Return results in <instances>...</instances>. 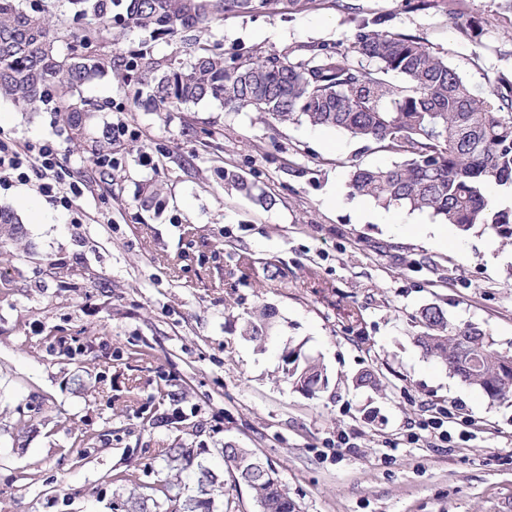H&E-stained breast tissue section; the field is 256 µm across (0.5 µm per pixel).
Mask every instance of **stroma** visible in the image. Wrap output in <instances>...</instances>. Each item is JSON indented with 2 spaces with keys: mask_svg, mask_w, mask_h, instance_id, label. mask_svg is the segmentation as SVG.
<instances>
[{
  "mask_svg": "<svg viewBox=\"0 0 512 512\" xmlns=\"http://www.w3.org/2000/svg\"><path fill=\"white\" fill-rule=\"evenodd\" d=\"M458 8L482 19L478 41L457 37L446 5L415 11L404 0L230 15L199 38L228 59L277 52L295 63L309 45L344 49L358 19L377 13L488 90L512 74V13L500 0ZM98 43L119 55L145 44L163 63L179 50L137 30ZM82 95L98 110L80 141L51 106L0 100V131L54 141L66 181L87 186L76 215L35 183L0 187L24 229L0 256L10 282L0 288V512H115L129 493L116 472L137 468L148 495L162 449H193L220 474L228 441L268 458L299 512H512V398L490 400L415 341L435 304L512 355V243L479 225L424 237L431 213L350 194L355 166L399 157L344 132L274 126L213 99L159 112L111 75ZM118 122L133 136L113 141L116 167H98L95 142ZM228 168L270 206L225 188ZM151 183L167 189L156 210L141 204ZM263 305L278 327L261 350L241 328ZM97 338L106 347L91 348ZM288 344L322 362L325 388L288 383ZM366 369L377 388L354 385ZM432 405L460 406L477 424L448 423L447 448L407 443ZM22 414L32 426L19 434ZM85 431L102 440L78 462L69 448ZM342 432L351 447H335Z\"/></svg>",
  "mask_w": 512,
  "mask_h": 512,
  "instance_id": "obj_1",
  "label": "stroma"
}]
</instances>
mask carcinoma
Instances as JSON below:
<instances>
[{"mask_svg": "<svg viewBox=\"0 0 512 512\" xmlns=\"http://www.w3.org/2000/svg\"><path fill=\"white\" fill-rule=\"evenodd\" d=\"M314 0H128L119 12L114 0H69L74 16L88 19L93 30L76 32L67 21L50 20L43 11L25 9L22 0H0V96L37 112L55 97L58 122L71 139L86 136L91 109L81 88L105 74H137V97L159 110L214 99L230 110L250 109L279 124L306 121L334 128L367 144H378L401 157L390 168L357 167L353 194L383 207L429 211L463 231L481 225L512 241V210L497 209L485 194L489 183L512 185V75L501 74L480 92L448 61L418 38L392 33L380 16L363 17L343 51L307 47L308 58L291 63L270 52L244 60H225L197 45L196 33L224 21L226 15L301 11ZM448 20L464 41L475 42L481 20L448 9ZM149 30L179 42L188 64L173 59L161 65L145 47L122 61L110 52L90 50L92 32ZM65 43L68 52L58 45ZM373 63L365 66L363 61ZM401 83L394 84L390 76ZM224 182L261 205L267 197L253 183L224 170ZM23 236L18 215L0 208V248ZM274 313L255 309L241 336L262 348L271 339ZM416 337L424 354L492 399L512 395V356L492 348L486 334L470 325L448 322L438 306L420 312ZM283 374L294 388L312 393L327 381L321 362L302 347L283 350ZM224 470L244 487L260 512H296V503L280 476L269 480L248 471L258 455L239 446L222 448ZM168 475L154 488L156 496L137 494L139 473L125 469L112 481L130 489L124 512H210V495L223 488L219 476L197 465L193 472L201 498L181 499L175 489L194 462L190 448L162 451ZM153 508H148V504Z\"/></svg>", "mask_w": 512, "mask_h": 512, "instance_id": "cac0c4a2", "label": "carcinoma"}]
</instances>
